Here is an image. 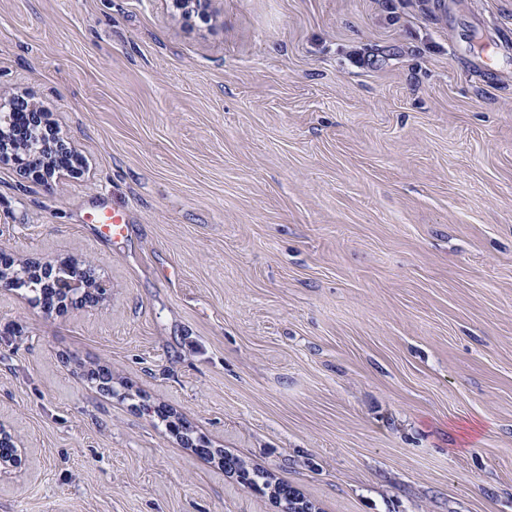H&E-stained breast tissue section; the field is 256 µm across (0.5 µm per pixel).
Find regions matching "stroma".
<instances>
[{
  "mask_svg": "<svg viewBox=\"0 0 512 512\" xmlns=\"http://www.w3.org/2000/svg\"><path fill=\"white\" fill-rule=\"evenodd\" d=\"M207 11L0 0L81 159L0 163V251L110 288L0 292V512H512V0ZM91 218L93 223L99 224L100 231L105 237L113 241H118L123 237L126 227L123 216L106 211L94 214Z\"/></svg>",
  "mask_w": 512,
  "mask_h": 512,
  "instance_id": "35a3bbf8",
  "label": "stroma"
}]
</instances>
